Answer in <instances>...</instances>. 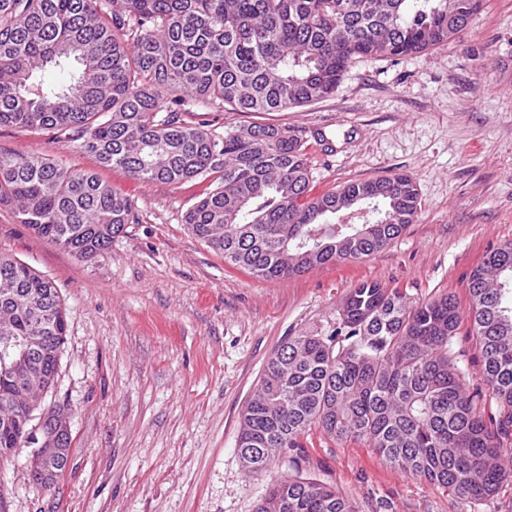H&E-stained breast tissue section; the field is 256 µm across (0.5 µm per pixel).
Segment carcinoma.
I'll use <instances>...</instances> for the list:
<instances>
[{
  "label": "carcinoma",
  "mask_w": 512,
  "mask_h": 512,
  "mask_svg": "<svg viewBox=\"0 0 512 512\" xmlns=\"http://www.w3.org/2000/svg\"><path fill=\"white\" fill-rule=\"evenodd\" d=\"M483 0H0V127L38 133L141 184L210 182L182 221L258 279L300 276L385 249L415 221L412 177L309 197L306 142L272 124L219 132L191 107L281 112L330 96L352 60L423 52L462 33ZM91 260L135 220V200L52 155L0 150V206ZM363 207L369 224L327 217ZM451 294L419 301L363 281L329 336L288 338L242 413L238 455L262 475L314 428L466 503L512 484V240ZM464 338L485 388L459 366ZM67 313L58 288L0 252V462L29 443L17 399L51 393ZM256 512H357L336 488L271 481Z\"/></svg>",
  "instance_id": "cac0c4a2"
}]
</instances>
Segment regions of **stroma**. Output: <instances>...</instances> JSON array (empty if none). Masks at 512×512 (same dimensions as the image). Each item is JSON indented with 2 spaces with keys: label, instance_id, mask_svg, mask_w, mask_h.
Returning <instances> with one entry per match:
<instances>
[{
  "label": "stroma",
  "instance_id": "obj_1",
  "mask_svg": "<svg viewBox=\"0 0 512 512\" xmlns=\"http://www.w3.org/2000/svg\"><path fill=\"white\" fill-rule=\"evenodd\" d=\"M222 130L274 124L308 142L311 193L411 175L420 209L384 250L273 281L252 277L187 231L201 184L144 186L64 143L0 127V148L53 152L136 201V220L93 260L76 259L0 206V251L56 284L67 313L55 388L72 450L56 485L32 483L24 458L0 465L11 512H254L268 484L238 456L241 413L288 337L326 336L361 281L415 300L466 301V277L512 240V0H484L448 44L350 63L328 98L284 112L208 108ZM299 477L336 488L357 512H512V485L467 505L389 468L370 448L320 430L304 437Z\"/></svg>",
  "mask_w": 512,
  "mask_h": 512
}]
</instances>
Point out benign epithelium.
Returning <instances> with one entry per match:
<instances>
[{"label": "benign epithelium", "mask_w": 512, "mask_h": 512, "mask_svg": "<svg viewBox=\"0 0 512 512\" xmlns=\"http://www.w3.org/2000/svg\"><path fill=\"white\" fill-rule=\"evenodd\" d=\"M26 420L32 423L30 435L39 442V447L30 451L29 474L32 480L46 487L51 481L50 462L60 453L59 442L63 433H70V413L61 407L56 411H43L38 402H27L22 406Z\"/></svg>", "instance_id": "1"}]
</instances>
